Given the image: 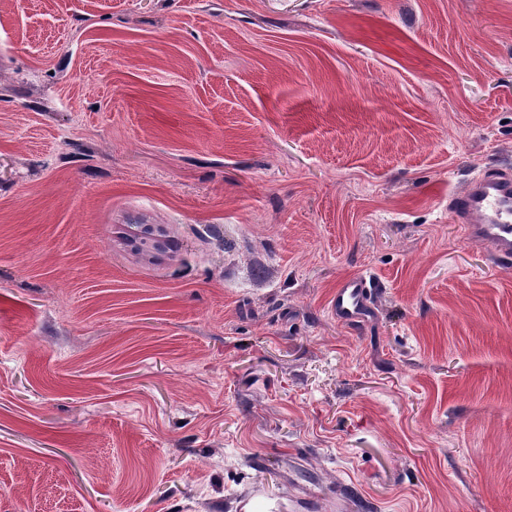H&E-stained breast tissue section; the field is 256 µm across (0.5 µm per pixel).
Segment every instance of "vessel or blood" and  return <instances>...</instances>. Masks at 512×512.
Listing matches in <instances>:
<instances>
[{
  "label": "vessel or blood",
  "instance_id": "obj_1",
  "mask_svg": "<svg viewBox=\"0 0 512 512\" xmlns=\"http://www.w3.org/2000/svg\"><path fill=\"white\" fill-rule=\"evenodd\" d=\"M448 211L466 228L470 241L485 246L501 266L512 265V171H483L461 193L448 198ZM378 284L359 274L338 285L330 313L338 324L355 326L374 310Z\"/></svg>",
  "mask_w": 512,
  "mask_h": 512
}]
</instances>
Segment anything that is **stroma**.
Listing matches in <instances>:
<instances>
[{
	"mask_svg": "<svg viewBox=\"0 0 512 512\" xmlns=\"http://www.w3.org/2000/svg\"><path fill=\"white\" fill-rule=\"evenodd\" d=\"M509 165L512 0H0V512H512ZM448 211L465 224L467 238L485 246L494 260L512 263V176L508 169L472 176L461 193L448 197ZM137 228L132 240L138 254L164 252L167 247V231L162 224H135ZM378 283L368 275L359 274L344 279L336 288L330 313L336 322L356 326L374 310L373 298Z\"/></svg>",
	"mask_w": 512,
	"mask_h": 512,
	"instance_id": "35a3bbf8",
	"label": "stroma"
}]
</instances>
